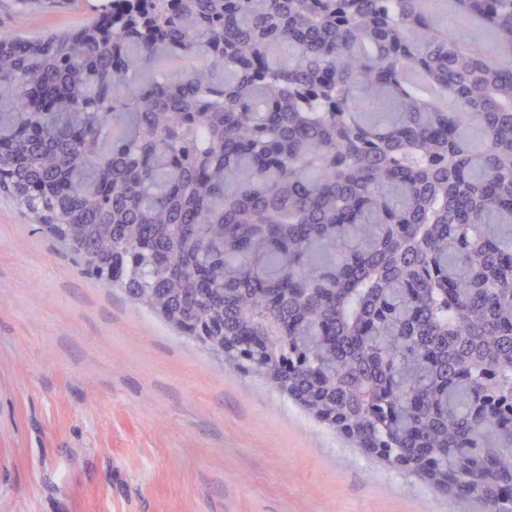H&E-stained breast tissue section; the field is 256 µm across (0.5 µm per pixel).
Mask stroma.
<instances>
[{"label":"stroma","mask_w":512,"mask_h":512,"mask_svg":"<svg viewBox=\"0 0 512 512\" xmlns=\"http://www.w3.org/2000/svg\"><path fill=\"white\" fill-rule=\"evenodd\" d=\"M84 0H0L33 37ZM0 512H482L364 457L87 276L0 195Z\"/></svg>","instance_id":"1"}]
</instances>
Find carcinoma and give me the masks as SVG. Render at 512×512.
<instances>
[{
	"instance_id": "1",
	"label": "carcinoma",
	"mask_w": 512,
	"mask_h": 512,
	"mask_svg": "<svg viewBox=\"0 0 512 512\" xmlns=\"http://www.w3.org/2000/svg\"><path fill=\"white\" fill-rule=\"evenodd\" d=\"M430 2L0 32V191L366 457L512 512V0H453L492 55ZM448 1V0H447ZM448 27L463 42L480 44L489 47L492 42V34L486 28H475L465 23L455 11L454 4L448 1Z\"/></svg>"
}]
</instances>
